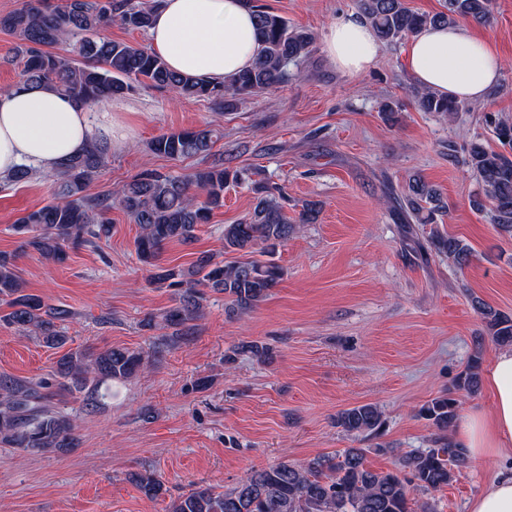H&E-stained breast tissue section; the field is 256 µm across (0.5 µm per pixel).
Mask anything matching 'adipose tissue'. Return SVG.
Wrapping results in <instances>:
<instances>
[{"instance_id": "adipose-tissue-1", "label": "adipose tissue", "mask_w": 512, "mask_h": 512, "mask_svg": "<svg viewBox=\"0 0 512 512\" xmlns=\"http://www.w3.org/2000/svg\"><path fill=\"white\" fill-rule=\"evenodd\" d=\"M148 40L171 69L215 81L248 67L258 50L243 0H164ZM379 49L371 25L354 12L338 16L322 42L330 63L348 74L370 68ZM406 59L420 86L459 101L485 100L501 72L492 47L461 25L423 30L410 41ZM96 140L118 149L126 136L116 124L91 122L83 106L50 88L0 91V179L23 164L57 171ZM486 385L491 416L469 413L459 422V438L477 460L512 447V349L495 354Z\"/></svg>"}]
</instances>
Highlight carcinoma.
Instances as JSON below:
<instances>
[{"label": "carcinoma", "instance_id": "carcinoma-1", "mask_svg": "<svg viewBox=\"0 0 512 512\" xmlns=\"http://www.w3.org/2000/svg\"><path fill=\"white\" fill-rule=\"evenodd\" d=\"M162 3L25 0L20 8L0 14V31L15 37L16 57L23 64L17 86H49L86 108L138 87H154L230 109L246 97L285 82L288 65L308 58L313 51L312 34L290 26L263 0H246L256 20L258 54L249 67L222 82L177 73L150 49L101 35L114 22L128 30H148ZM356 6L384 42L399 41L430 26L459 20L484 24L492 18V0H445L443 10L432 14L412 9L406 0H356ZM61 44L66 45L64 51H53ZM413 95L422 111L446 119L462 109L459 101L428 90L415 89ZM220 138V131L205 125L161 134L150 141L149 151L174 159L206 157ZM108 154V146L95 142L62 164L53 174L55 200L20 217L15 225L23 235L21 248L48 262L62 261L66 247L109 237L112 221L108 214L112 199H117L139 226L135 251L151 267V283L174 291L175 304L160 315L164 326L172 329L174 341L187 340L196 332L197 322L204 317L203 288L224 294L232 314L258 308L283 280L284 269L274 260L279 247L296 232L297 224H313L319 216V203L310 201L303 205L298 223L291 222L279 189L254 179L251 210L240 222L224 225V253L236 254L234 260L216 262L214 256L202 253L187 269L164 267L157 264L164 245L195 238L198 226L209 223L213 210L224 206V188L240 181L242 173L224 168L220 159L183 176L146 168L115 190L92 195L88 189L106 166ZM463 163L479 182L471 208L490 210L491 222L512 237V154L473 141ZM398 205L419 224L439 223L447 209L439 189L419 175L409 178ZM428 243L460 268L472 256L464 240L437 230ZM14 259L0 252V306L8 308L0 322L47 348H63L70 340L63 322L72 317V311L27 293ZM473 306L490 341L511 347L512 315L477 298ZM481 363L479 348L454 388L418 410L417 416L437 431L439 447L409 452L393 470L366 466L367 448H346L305 465L280 461L251 470L222 491L196 486L168 502L166 512H413L412 489L437 492L467 462L466 448L448 437V430L458 416L457 393H472L480 385ZM144 366L145 356L128 348L112 347L99 353L75 348L64 352L40 377L0 375V447L41 454L75 447V418L57 410L54 397L66 393L94 411L116 394L117 385ZM383 425L382 413L372 403L336 415V427L348 435H377ZM131 479L148 500L165 501L167 488L154 471L134 472Z\"/></svg>", "mask_w": 512, "mask_h": 512}]
</instances>
